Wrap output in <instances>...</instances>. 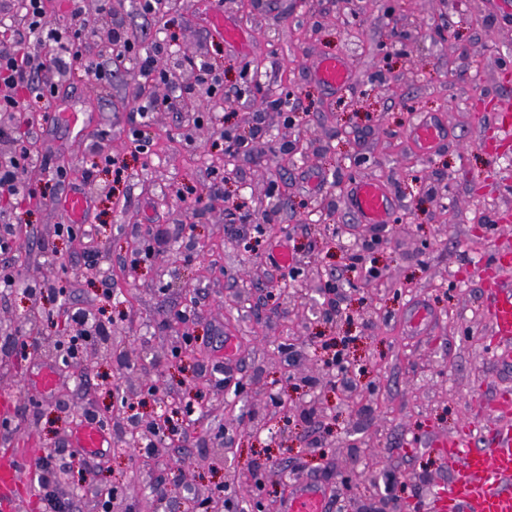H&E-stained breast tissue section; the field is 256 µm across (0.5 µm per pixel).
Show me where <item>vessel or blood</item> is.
<instances>
[{
    "mask_svg": "<svg viewBox=\"0 0 512 512\" xmlns=\"http://www.w3.org/2000/svg\"><path fill=\"white\" fill-rule=\"evenodd\" d=\"M214 33L226 45L244 50L242 31L225 21L222 12L211 15ZM315 79L325 87L337 89L347 84L350 67L340 57H327L314 69ZM413 139L422 152L435 146L439 131L428 121L412 129ZM348 205L361 223L384 225L390 222L396 200L387 187L373 180L355 181L348 195ZM89 206L88 196L74 193L63 197L58 212L73 223H81ZM489 316L493 335L512 336V288L499 285L491 290ZM102 429L82 427L77 445L87 452L97 451L106 443ZM435 450L452 472L447 493L433 502V512H512V428L501 425L491 434L489 445L476 448L470 435L435 441ZM32 456L18 452L0 459V512H19L22 500L18 491L31 481ZM333 492L324 483L299 482L290 485L282 502V512H329Z\"/></svg>",
    "mask_w": 512,
    "mask_h": 512,
    "instance_id": "b4317fda",
    "label": "vessel or blood"
}]
</instances>
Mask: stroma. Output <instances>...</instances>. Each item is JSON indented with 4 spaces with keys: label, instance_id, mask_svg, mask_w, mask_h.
<instances>
[{
    "label": "stroma",
    "instance_id": "1",
    "mask_svg": "<svg viewBox=\"0 0 512 512\" xmlns=\"http://www.w3.org/2000/svg\"><path fill=\"white\" fill-rule=\"evenodd\" d=\"M217 5L244 30L247 52L214 38ZM121 17L131 37L167 41L158 67L199 56L221 74L224 91L193 112L152 113L151 145L137 154L129 122L135 64L114 66L105 89L81 68L64 75L54 111L73 109L91 122L34 128V153L66 169L68 182L34 171L32 188L46 200L21 225L16 250L0 254V265L19 274L13 292L0 295V457L52 453L54 467L70 472V512H99L97 493L112 486L122 490L124 512H191L190 485L229 484L243 500L253 485L245 465L269 458L290 478L332 486V512H373L381 501L416 512L449 482L433 439L466 429L484 447L496 424L491 406L512 393V358L502 359L488 317L495 272L484 264L491 251H512V140L499 131L501 113H512V0H169L160 16L125 0ZM336 56L352 76L330 91L311 71ZM249 68L262 89L245 100ZM290 92L288 126L266 100ZM257 110L269 150L223 164L224 130L249 137ZM426 116L444 136L424 155L411 129ZM102 144L126 163L125 182L113 184L103 170ZM358 177L390 188L393 222H359L347 205ZM74 184L90 197L89 243L56 234L54 198ZM228 195L271 214L278 233L195 203ZM372 236L381 239L375 253L353 264L356 241ZM43 242L55 245L57 264L44 263ZM281 248L292 268L271 263ZM310 264L321 282L338 284L335 321L316 309L320 282L305 278ZM46 270L70 304L107 321L109 339L85 346L84 365L62 359L67 326L56 302L33 304L25 291ZM419 305L429 323L417 331L409 320ZM190 307L198 317L185 328L197 347L176 358L165 349L175 333L169 316ZM33 308L34 324L26 320ZM30 335L38 347L23 346ZM335 352L352 361L351 372L326 366ZM46 364L60 377L48 396L30 382ZM124 377L195 402L185 447L148 465L126 447L127 420L112 414ZM227 379L246 382V391L224 394ZM87 407L108 421L101 458L71 454ZM265 415L287 446L251 438V420ZM373 463L376 475L345 485L347 466Z\"/></svg>",
    "mask_w": 512,
    "mask_h": 512
}]
</instances>
